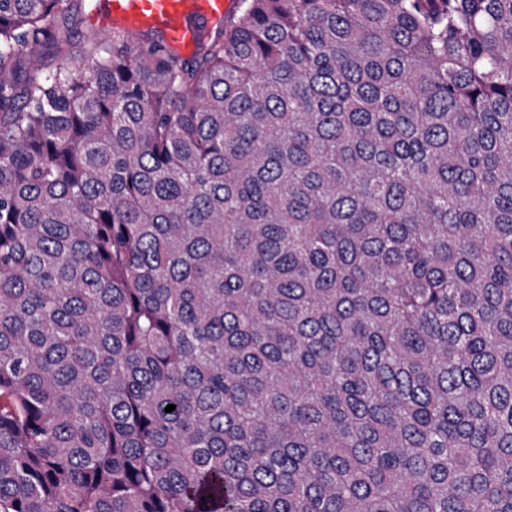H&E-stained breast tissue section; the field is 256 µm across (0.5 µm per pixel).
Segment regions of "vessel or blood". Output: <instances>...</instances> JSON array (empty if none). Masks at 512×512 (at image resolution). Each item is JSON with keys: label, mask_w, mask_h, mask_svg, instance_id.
<instances>
[{"label": "vessel or blood", "mask_w": 512, "mask_h": 512, "mask_svg": "<svg viewBox=\"0 0 512 512\" xmlns=\"http://www.w3.org/2000/svg\"><path fill=\"white\" fill-rule=\"evenodd\" d=\"M232 7V0H103L100 21L131 34L158 31L169 50L186 54L196 48L207 23Z\"/></svg>", "instance_id": "1"}]
</instances>
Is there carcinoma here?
Wrapping results in <instances>:
<instances>
[{"label": "carcinoma", "instance_id": "obj_1", "mask_svg": "<svg viewBox=\"0 0 512 512\" xmlns=\"http://www.w3.org/2000/svg\"><path fill=\"white\" fill-rule=\"evenodd\" d=\"M74 2L0 0V512H512V0L47 74Z\"/></svg>", "mask_w": 512, "mask_h": 512}]
</instances>
